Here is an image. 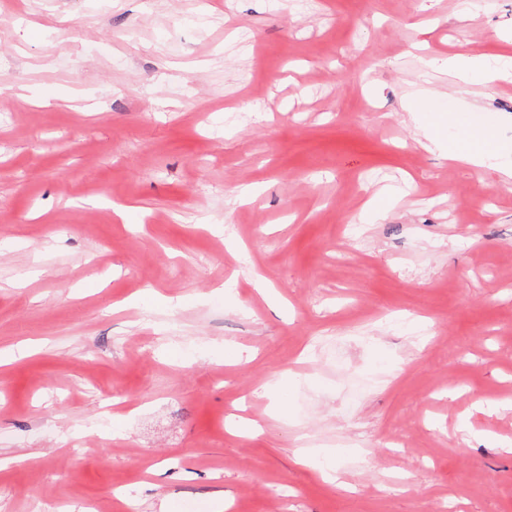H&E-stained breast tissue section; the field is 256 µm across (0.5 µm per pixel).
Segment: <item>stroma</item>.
Segmentation results:
<instances>
[{
  "label": "stroma",
  "instance_id": "obj_1",
  "mask_svg": "<svg viewBox=\"0 0 512 512\" xmlns=\"http://www.w3.org/2000/svg\"><path fill=\"white\" fill-rule=\"evenodd\" d=\"M493 51L512 0H0V512H512ZM448 72L457 83L470 84L476 80L483 87L491 89L500 83L512 81V57L500 58L491 63L480 58L454 56L448 58ZM473 146L448 148V162L473 169L492 168L504 187L511 190L512 157L506 149H492L493 139L487 130H473Z\"/></svg>",
  "mask_w": 512,
  "mask_h": 512
}]
</instances>
